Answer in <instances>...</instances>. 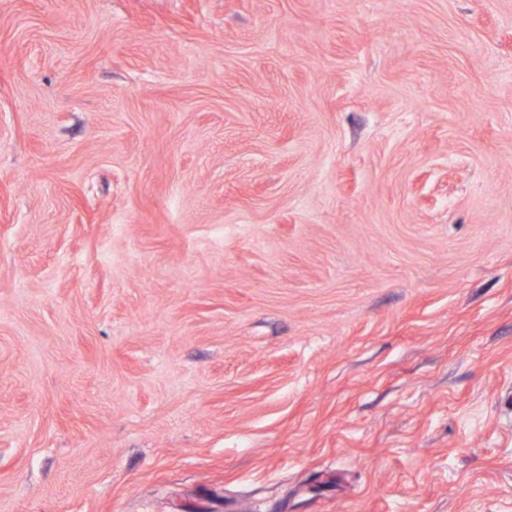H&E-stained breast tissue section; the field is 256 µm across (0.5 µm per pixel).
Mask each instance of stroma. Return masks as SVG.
Returning <instances> with one entry per match:
<instances>
[{
    "mask_svg": "<svg viewBox=\"0 0 512 512\" xmlns=\"http://www.w3.org/2000/svg\"><path fill=\"white\" fill-rule=\"evenodd\" d=\"M0 512H512V0H0Z\"/></svg>",
    "mask_w": 512,
    "mask_h": 512,
    "instance_id": "stroma-1",
    "label": "stroma"
}]
</instances>
